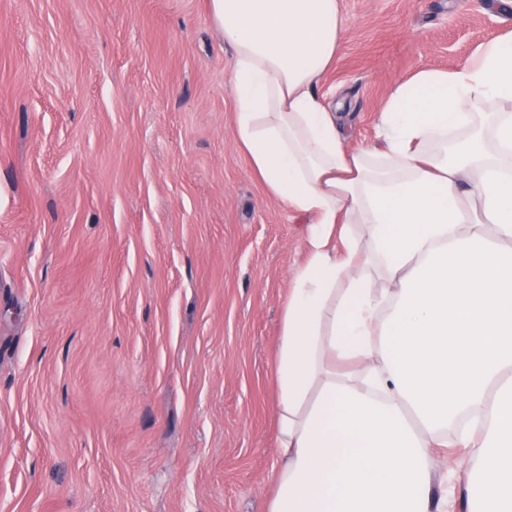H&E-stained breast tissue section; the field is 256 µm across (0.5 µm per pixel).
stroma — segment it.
Instances as JSON below:
<instances>
[{
    "label": "stroma",
    "mask_w": 512,
    "mask_h": 512,
    "mask_svg": "<svg viewBox=\"0 0 512 512\" xmlns=\"http://www.w3.org/2000/svg\"><path fill=\"white\" fill-rule=\"evenodd\" d=\"M340 12L350 150L396 82L512 31V0ZM231 60L208 0H0V512H268L308 222L235 146Z\"/></svg>",
    "instance_id": "35a3bbf8"
}]
</instances>
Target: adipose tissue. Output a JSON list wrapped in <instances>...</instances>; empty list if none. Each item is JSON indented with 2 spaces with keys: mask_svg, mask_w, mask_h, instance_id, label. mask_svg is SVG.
I'll return each mask as SVG.
<instances>
[{
  "mask_svg": "<svg viewBox=\"0 0 512 512\" xmlns=\"http://www.w3.org/2000/svg\"><path fill=\"white\" fill-rule=\"evenodd\" d=\"M210 12L233 50L236 144L310 221L282 313L269 512H446L438 448L469 451V512H512V33L397 82L376 141L349 151L318 91L339 0Z\"/></svg>",
  "mask_w": 512,
  "mask_h": 512,
  "instance_id": "1",
  "label": "adipose tissue"
}]
</instances>
